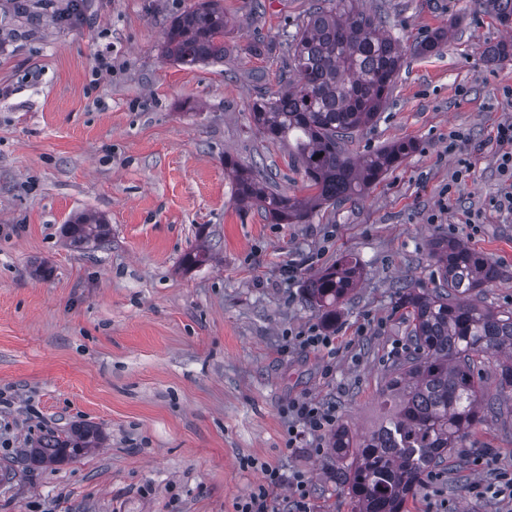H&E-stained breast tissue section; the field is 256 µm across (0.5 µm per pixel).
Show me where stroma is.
<instances>
[{
    "label": "stroma",
    "mask_w": 512,
    "mask_h": 512,
    "mask_svg": "<svg viewBox=\"0 0 512 512\" xmlns=\"http://www.w3.org/2000/svg\"><path fill=\"white\" fill-rule=\"evenodd\" d=\"M193 2L83 0L68 27L57 17L70 0H0V464L11 473L0 512H234L264 462L305 473L314 512H354L329 431L287 449L291 402L333 407L357 435L377 426L383 375L410 349L399 286L434 287L435 238L487 254L499 277L478 300L512 310V178L496 140L512 122V59L493 55L512 29L473 0H360L385 6L407 44L448 32L440 53L408 55L349 146L417 149L364 197L277 224L236 201L224 158L310 196L251 107L278 90L286 35L313 0H224L223 61L189 67L161 46ZM105 49L112 71L99 74ZM80 212L107 219L99 245L67 243ZM199 246L210 260L185 267ZM347 254L362 277L327 326L304 282ZM312 330L335 353L289 347ZM74 424L99 427L100 447L30 463L44 433ZM483 448L491 467L476 462ZM437 472L410 512H512V412L486 419Z\"/></svg>",
    "instance_id": "35a3bbf8"
}]
</instances>
